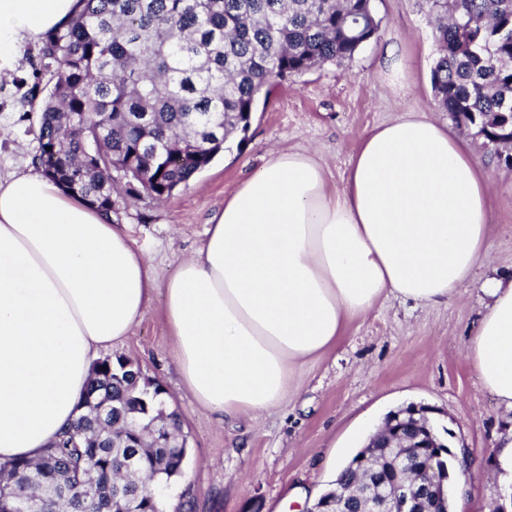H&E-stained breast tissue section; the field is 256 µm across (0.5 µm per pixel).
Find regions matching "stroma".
<instances>
[{
  "label": "stroma",
  "instance_id": "35a3bbf8",
  "mask_svg": "<svg viewBox=\"0 0 512 512\" xmlns=\"http://www.w3.org/2000/svg\"><path fill=\"white\" fill-rule=\"evenodd\" d=\"M381 40L399 42L408 73L399 84L378 72L379 45L364 46L344 65L331 63L293 76L260 100L245 141L224 152L188 185L161 203L141 196L116 199V223L161 276L174 274L194 255L208 221L269 151L306 149L327 170V193L341 188L360 137L406 112L445 122L434 101L431 71L438 49L427 0H374ZM38 45H27L12 81L0 82V176L33 162L39 114L24 101L39 67ZM477 161L494 186L487 221L491 257L477 269L460 299L417 307L398 299L380 302L348 326L336 349L296 374L298 393L254 420L217 422L184 392L175 345L155 297L133 336L114 347L167 391L187 441L184 473L168 488L182 512H305L316 491L335 476L334 461L361 447L369 427L392 410L431 408L438 434L475 461L461 481L468 494L455 512H498L506 488L492 446L512 428V411L484 387L466 346L487 302L486 278H512V167L497 147L472 138Z\"/></svg>",
  "mask_w": 512,
  "mask_h": 512
}]
</instances>
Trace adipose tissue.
<instances>
[{"label": "adipose tissue", "instance_id": "adipose-tissue-1", "mask_svg": "<svg viewBox=\"0 0 512 512\" xmlns=\"http://www.w3.org/2000/svg\"><path fill=\"white\" fill-rule=\"evenodd\" d=\"M81 8L0 0V79ZM490 192L466 136L424 115L364 134L333 195L312 153L273 150L163 281L123 225L41 170L0 178V463L37 459L73 428L95 363L130 338L159 290L194 403L220 420L276 409L297 368L381 300L461 295L490 256ZM482 291L467 357L512 410V278Z\"/></svg>", "mask_w": 512, "mask_h": 512}]
</instances>
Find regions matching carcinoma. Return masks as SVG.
<instances>
[{"mask_svg": "<svg viewBox=\"0 0 512 512\" xmlns=\"http://www.w3.org/2000/svg\"><path fill=\"white\" fill-rule=\"evenodd\" d=\"M39 49L49 90L34 162L65 191L112 212L111 187L154 200L197 176L246 135L261 97L326 63L352 60L379 38L359 25L371 0H82ZM439 57L433 97L484 143L512 144V0H429ZM94 366L75 432L35 461L0 464V512L33 499L41 512H160L152 484L183 471L180 429L161 384L106 358ZM151 433L137 447L134 417ZM416 448H373L378 476Z\"/></svg>", "mask_w": 512, "mask_h": 512, "instance_id": "1", "label": "carcinoma"}]
</instances>
